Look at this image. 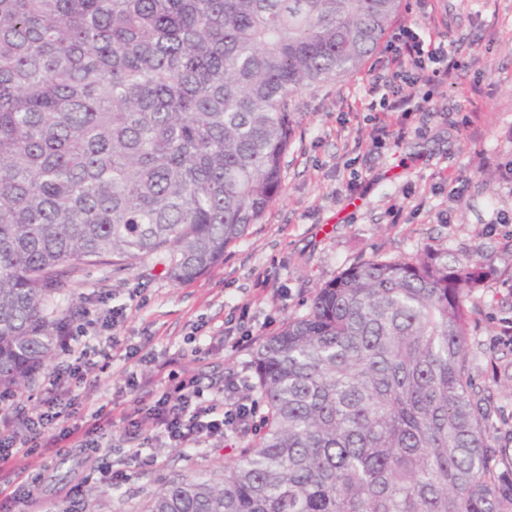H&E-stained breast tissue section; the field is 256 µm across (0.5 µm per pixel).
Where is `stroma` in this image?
Here are the masks:
<instances>
[{"mask_svg": "<svg viewBox=\"0 0 512 512\" xmlns=\"http://www.w3.org/2000/svg\"><path fill=\"white\" fill-rule=\"evenodd\" d=\"M393 25L465 63L429 103L425 131L378 149L372 127L352 112L380 96L357 73L299 93L283 191L222 263L185 283L154 257L133 269L75 275L60 308L88 307L105 319L121 313L109 362L79 389L83 406L117 400L134 410L146 394L124 391V373L149 377L172 359L206 389L254 377L259 342L305 315L317 290L346 269L426 248L459 258L479 249L491 267L470 300V372L497 450L490 466L512 478V342L500 337L512 321V0H401ZM353 157L361 179L352 192ZM261 273L269 278L264 289L256 284ZM232 337L239 347H230ZM122 445L116 426L97 452L51 448L16 465L39 475L42 512H139L172 475L201 469L218 479L239 456L220 438L205 448L152 440L143 452L158 463L141 467L125 460ZM106 471L122 473L118 486L103 484Z\"/></svg>", "mask_w": 512, "mask_h": 512, "instance_id": "35a3bbf8", "label": "stroma"}]
</instances>
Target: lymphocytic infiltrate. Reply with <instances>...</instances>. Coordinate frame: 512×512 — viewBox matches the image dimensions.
<instances>
[{
    "instance_id": "1",
    "label": "lymphocytic infiltrate",
    "mask_w": 512,
    "mask_h": 512,
    "mask_svg": "<svg viewBox=\"0 0 512 512\" xmlns=\"http://www.w3.org/2000/svg\"><path fill=\"white\" fill-rule=\"evenodd\" d=\"M389 49L386 66L372 71L371 84L388 88L390 94L382 98L379 110L366 115L381 149L408 132L412 115L422 111L424 103L447 84L450 70L459 66L442 47L424 43L407 27L394 34ZM406 86L413 88L412 97L402 96ZM60 348L66 360L46 374L52 396L39 410H30L18 394H0V512H9L15 503L33 502L38 492V476L17 469L18 457L48 448L99 447L106 428L117 418L123 423L127 441L134 444L130 457L144 466L157 462L136 445L146 428L177 448H203L218 435L223 436L225 447L232 448L240 438L258 430L255 406L238 396L239 390L251 387L244 378L228 380L208 395L195 375L159 371L149 380L151 402L134 412L117 414L103 406L84 408L73 390L85 379L87 349L68 332L62 335Z\"/></svg>"
}]
</instances>
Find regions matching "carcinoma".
Returning <instances> with one entry per match:
<instances>
[{"label":"carcinoma","instance_id":"cac0c4a2","mask_svg":"<svg viewBox=\"0 0 512 512\" xmlns=\"http://www.w3.org/2000/svg\"><path fill=\"white\" fill-rule=\"evenodd\" d=\"M400 0H0V392L59 348L86 266L191 281L282 190L293 97L364 64ZM489 259L374 257L253 355L265 431L142 512H512L468 360Z\"/></svg>","mask_w":512,"mask_h":512}]
</instances>
